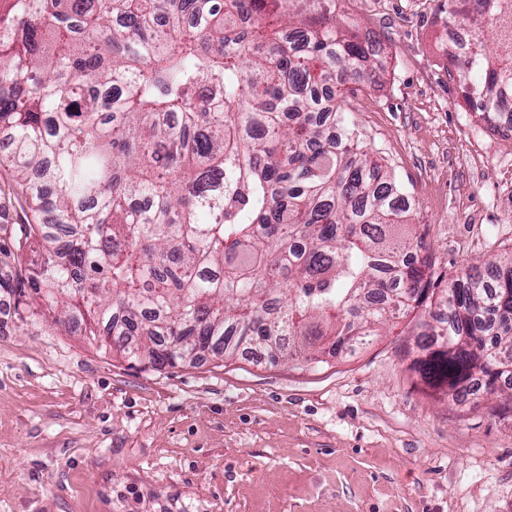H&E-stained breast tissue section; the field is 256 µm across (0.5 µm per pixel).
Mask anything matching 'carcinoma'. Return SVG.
Returning <instances> with one entry per match:
<instances>
[{
	"mask_svg": "<svg viewBox=\"0 0 512 512\" xmlns=\"http://www.w3.org/2000/svg\"><path fill=\"white\" fill-rule=\"evenodd\" d=\"M330 2L0 0V194L20 208L24 304L156 369L188 361L184 342L337 354L424 308L437 325L414 365L454 402L502 391L512 255L433 277L403 195L338 112L379 70ZM468 2L448 0L471 38L445 50L448 76L495 128L512 0Z\"/></svg>",
	"mask_w": 512,
	"mask_h": 512,
	"instance_id": "carcinoma-1",
	"label": "carcinoma"
}]
</instances>
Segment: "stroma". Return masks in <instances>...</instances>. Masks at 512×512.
<instances>
[{
    "label": "stroma",
    "mask_w": 512,
    "mask_h": 512,
    "mask_svg": "<svg viewBox=\"0 0 512 512\" xmlns=\"http://www.w3.org/2000/svg\"><path fill=\"white\" fill-rule=\"evenodd\" d=\"M444 0H341L381 47L340 107L423 225L436 274L512 252V140L448 76ZM428 315L324 362L158 370L28 323L0 286V512H512V417L412 370Z\"/></svg>",
    "instance_id": "stroma-1"
}]
</instances>
